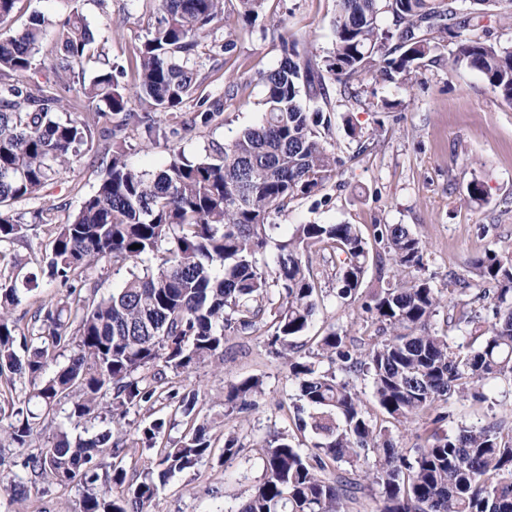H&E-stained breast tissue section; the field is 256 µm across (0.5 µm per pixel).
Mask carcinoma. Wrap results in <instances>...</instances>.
<instances>
[{"mask_svg":"<svg viewBox=\"0 0 512 512\" xmlns=\"http://www.w3.org/2000/svg\"><path fill=\"white\" fill-rule=\"evenodd\" d=\"M78 2L58 25L50 81L33 68L48 16L32 14L20 31L0 35V245L25 237L15 203L38 197L77 157L111 155L66 222L49 210L34 213L53 226L41 276L65 292L39 306L21 335L12 317L18 288L0 282V378L29 383L24 399L7 401L16 420L0 427V447H33V401L47 416L69 404L70 422L102 410L118 422L135 407L164 401L191 426L157 454L155 479L126 482L130 438L120 429L73 442L59 426L22 462L43 480L82 486L80 512H155L158 484L214 450L208 424L197 422L199 392L177 388L168 374L224 361L228 333L261 335L271 327L269 344L298 390L295 429L271 435L261 478L239 512H353L364 481L378 491L374 512H512V427L500 420L441 431L450 400L485 403L492 381L512 388V256L488 252L466 270L469 280L495 285L483 294V315L442 298L423 274V243L407 226L376 224L379 274L388 265L415 271L362 299L386 335L356 341L330 326L312 356L298 354L296 339L322 308L314 259L330 256L335 297L351 304L369 267L368 239L355 224H299L276 244L273 268L260 264L276 228L271 216L336 177L339 160L325 140L328 85L346 86L362 73L404 83L452 37L455 62L478 70L512 103V51L483 39L479 16L461 14L458 0H336L333 47L322 60L280 35L283 56L262 77L259 123L203 157L174 149L150 171L128 162L123 143L139 128L149 137L178 134L158 116L174 113L202 86L199 47L223 20L224 0H156L155 23L133 55L124 64L106 56L90 76L77 66L99 48ZM264 2L239 0L238 18L255 23ZM129 71L131 94L120 85ZM151 256L160 260L155 269L146 265ZM97 267L125 271L116 293L99 295L89 277ZM445 307L440 331L434 318ZM70 345L68 363L46 375ZM352 377L369 378L371 399ZM263 393L260 378H243L227 387L224 407L246 417ZM370 400L399 424L429 416L435 428L426 444L412 455L396 447L388 427L370 416ZM165 425L156 418L137 426L136 442L157 447ZM298 433L312 435L313 451L295 444Z\"/></svg>","mask_w":512,"mask_h":512,"instance_id":"1","label":"carcinoma"}]
</instances>
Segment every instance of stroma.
I'll return each instance as SVG.
<instances>
[{
    "instance_id": "stroma-1",
    "label": "stroma",
    "mask_w": 512,
    "mask_h": 512,
    "mask_svg": "<svg viewBox=\"0 0 512 512\" xmlns=\"http://www.w3.org/2000/svg\"><path fill=\"white\" fill-rule=\"evenodd\" d=\"M99 42L110 56L123 58L147 37L154 21L150 0H80ZM336 0H266L254 25L237 31V47L225 54L218 46L223 29H215L199 48L200 78L210 101L223 107L222 117L197 125L169 141L147 142L132 132L125 148L138 168L159 170L178 145L186 155L203 154L205 147L231 141L257 124L264 111L266 89L262 73L275 68L283 49L273 30L285 23L301 48L317 57L332 49ZM455 45L425 60L406 83L360 77L353 88L358 99L332 87L331 132L327 146L340 163L333 185L290 204L273 215L275 237L290 234L296 225L348 223L372 237L377 224H403L426 246L425 273L434 288L453 289L467 261L493 250L512 255V104L493 92L482 74L455 63ZM233 94H226L228 81ZM355 124L367 135L358 144L346 134ZM107 163L103 154L87 155L47 186L38 198L18 202L15 210L31 216L52 210L65 222L93 192ZM483 182L485 201L466 196L471 181ZM349 335L366 333L360 309L327 297L300 342L316 348L317 336L328 324ZM256 376L264 382L258 408L247 420L226 414L224 391L230 383ZM182 388L198 390L197 409L210 424L216 452L194 468L176 474L158 489V512H237L242 498L262 473L261 449L273 431L293 424L296 385L284 359L271 353L266 337L231 333L224 339L223 363L205 362L181 374ZM486 404L451 401L444 429L500 418L512 425V394L491 384ZM238 437L243 449L232 457L220 451L225 434ZM80 485L37 484L27 498L12 502L0 496V512H77Z\"/></svg>"
}]
</instances>
